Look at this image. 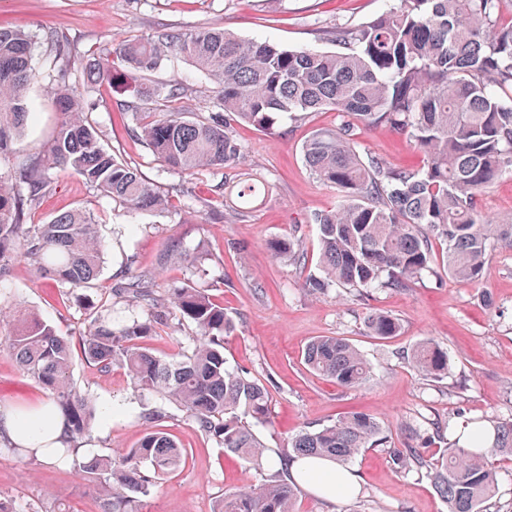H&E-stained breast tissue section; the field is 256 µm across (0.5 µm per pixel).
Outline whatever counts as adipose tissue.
<instances>
[{"label": "adipose tissue", "mask_w": 512, "mask_h": 512, "mask_svg": "<svg viewBox=\"0 0 512 512\" xmlns=\"http://www.w3.org/2000/svg\"><path fill=\"white\" fill-rule=\"evenodd\" d=\"M62 434L58 421L48 416L43 407L29 409L23 414L11 408L0 409V436L30 451L36 458L50 459L51 449L61 445ZM290 474L301 478L315 493L331 498L345 494L357 483L350 470L326 461H295Z\"/></svg>", "instance_id": "ef3b65f1"}]
</instances>
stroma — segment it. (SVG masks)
Instances as JSON below:
<instances>
[{"label": "stroma", "mask_w": 512, "mask_h": 512, "mask_svg": "<svg viewBox=\"0 0 512 512\" xmlns=\"http://www.w3.org/2000/svg\"><path fill=\"white\" fill-rule=\"evenodd\" d=\"M394 0H0V24L38 35L39 73L29 85L31 110L24 134L14 139L12 156L39 152L56 122L50 100L53 73L46 64L50 47L45 32L67 39L76 55L70 77L82 91L86 65L99 62L112 43L161 30L188 32L202 26L225 28L245 38L316 51L335 50L333 33L368 22ZM156 81L186 87L178 100L183 112H198V89L207 80L190 62L171 55L155 72ZM131 75L92 96L91 119L102 142L122 161L168 194V211H124L77 175L54 171L50 185L30 210L27 221L44 224L76 208L90 214L106 245L95 287L72 291L38 275L27 262L14 263L0 279V307L34 310L71 340L85 330L90 306L112 303V318L122 322L149 310L128 308L115 288L139 275L153 276L158 289L191 281L233 315L236 329L224 339L231 368L250 370L269 389L270 416L258 435L272 454L287 451L288 441L307 426L333 423L361 412L374 417L391 445L410 444L426 459L442 456L445 440L434 423L459 417L512 421V249L496 246L484 279L459 283L426 276L402 289L328 287L312 294L306 277L317 274L318 236L309 219L336 206L335 190L309 173L301 145L311 132L340 124L325 110L281 122L273 132L240 124L236 171L266 185L264 200L242 216L216 188L219 176H187L167 169L135 137L129 113L122 111L137 83ZM361 155L379 157L388 167H420L421 154L391 128L356 127ZM292 236L302 243L296 263L277 259L271 239ZM400 320L398 335L371 336L365 317L373 310ZM318 336H342L358 347L373 367L369 382L344 389L309 372L302 364L306 344ZM432 340L448 353V373L433 380L420 375L405 354L418 341ZM73 380L97 410L89 435L100 455L133 447L140 439L144 408L163 405L167 431L186 451V463L158 480L143 497L140 512H213L228 491L260 483L262 474L224 453L200 433L180 408L160 397L135 392L120 366L100 372L75 357ZM45 393L0 350V406L31 407ZM360 487L328 500L301 487L298 512H448L431 480L420 471L395 468L388 453L368 448L348 461ZM0 500L16 512H98L93 483L78 476L71 463L52 464L29 456L0 455Z\"/></svg>", "instance_id": "1"}]
</instances>
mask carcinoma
Masks as SVG:
<instances>
[{
    "label": "carcinoma",
    "mask_w": 512,
    "mask_h": 512,
    "mask_svg": "<svg viewBox=\"0 0 512 512\" xmlns=\"http://www.w3.org/2000/svg\"><path fill=\"white\" fill-rule=\"evenodd\" d=\"M503 2L397 0L361 26L336 30L339 49L326 52L286 49L211 26L162 31L117 44L108 52L102 76L112 84L129 73L139 75L134 100L125 107L147 149L181 173H222V187L234 189L244 208L265 193V184L237 178L241 147L233 125L270 132L302 112L327 109L345 117L335 129L313 131L301 146L311 174L341 196V204L311 218L318 226L321 276L306 280L309 292L332 284L397 289L441 270L473 284L486 273L492 245L512 248V219L489 220L479 204L482 190L512 174V17L503 20ZM46 40L53 48L57 121L35 158L0 172V278L24 258L39 274L73 290L92 288L104 245L91 217L76 209L46 224L26 222L27 210L49 184V172L70 171L129 210L163 212L169 200L100 143L85 105L98 81L82 94L71 90L75 57L54 34ZM33 45L28 32L0 28V161L30 116L26 89L36 77ZM172 53L210 81L216 101L205 104L208 115L172 107L157 119L143 111L145 105L171 103L186 94L183 87L150 79ZM356 123L406 135L423 154L424 166L402 171L362 158L353 142ZM268 247L290 261L300 241L276 238ZM120 294L154 314L119 324L112 321V306L94 307L81 337L85 360L101 372L122 366L135 391L175 403L224 452L264 470L268 448L255 427L267 422L269 392L250 372L227 367L224 337L234 332L235 323L224 306L194 284L170 288L160 300L151 280L142 276ZM0 317L12 323L0 337V349L50 396L64 442L78 448L91 431L96 408L73 383L69 337L21 306L6 315L0 311ZM173 320L192 324L195 334L188 349L162 359L146 340ZM366 327L379 338L401 330L398 319L380 310L368 315ZM407 358L433 379L448 373V355L428 340L415 344ZM303 362L345 388L365 383L372 373L361 352L339 336L310 341ZM164 417L160 410L143 414V434L132 448L73 459L75 473L96 483L101 512H139L141 497L156 480L185 463L184 449L162 428ZM467 423L472 425L467 445L452 440L448 455L434 463L410 445L389 451L396 468L426 470L448 512H486L496 480L486 457H512V421L472 418ZM387 443L379 422L366 414L305 429L288 442L285 468L264 475L254 488L224 494L214 512H296L297 482L286 469L291 461L325 459L340 465L365 448Z\"/></svg>",
    "instance_id": "cac0c4a2"
}]
</instances>
